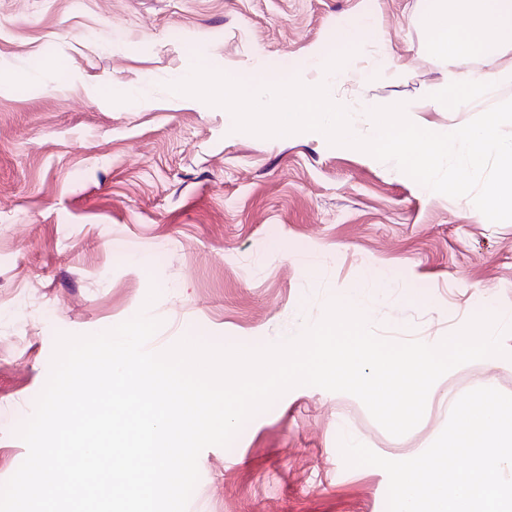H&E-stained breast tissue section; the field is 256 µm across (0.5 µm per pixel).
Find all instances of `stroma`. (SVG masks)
Returning <instances> with one entry per match:
<instances>
[{"label": "stroma", "mask_w": 512, "mask_h": 512, "mask_svg": "<svg viewBox=\"0 0 512 512\" xmlns=\"http://www.w3.org/2000/svg\"><path fill=\"white\" fill-rule=\"evenodd\" d=\"M420 0H0V482L48 378L57 334L139 311L160 352L184 337L260 348L317 323L361 286L385 338L436 344L483 311L512 313V221L426 194L390 162L315 132L234 131L177 97L193 64L247 84L316 81L315 57L371 14L329 90L370 137L368 107L436 92ZM158 297L147 302L150 287ZM510 358L460 365L395 437L348 393L300 386L205 448L187 512H386L388 476L346 466L340 437L414 458L466 392L512 395Z\"/></svg>", "instance_id": "obj_1"}]
</instances>
